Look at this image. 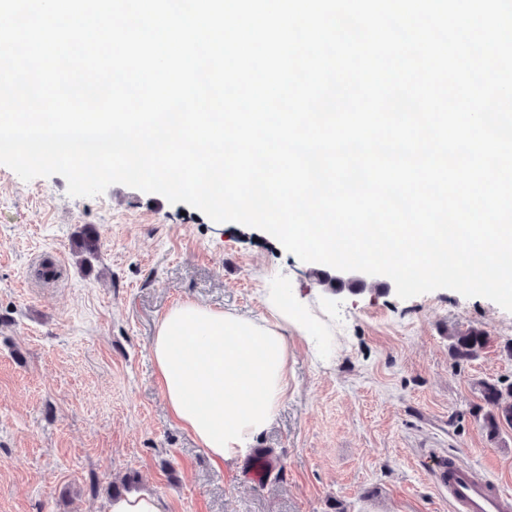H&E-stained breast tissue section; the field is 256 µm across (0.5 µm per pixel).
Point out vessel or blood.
Segmentation results:
<instances>
[{
    "instance_id": "vessel-or-blood-1",
    "label": "vessel or blood",
    "mask_w": 512,
    "mask_h": 512,
    "mask_svg": "<svg viewBox=\"0 0 512 512\" xmlns=\"http://www.w3.org/2000/svg\"><path fill=\"white\" fill-rule=\"evenodd\" d=\"M433 476L447 491L455 512H512V493L464 463L460 455L439 456Z\"/></svg>"
}]
</instances>
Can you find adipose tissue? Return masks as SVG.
Returning <instances> with one entry per match:
<instances>
[{"label":"adipose tissue","instance_id":"1","mask_svg":"<svg viewBox=\"0 0 512 512\" xmlns=\"http://www.w3.org/2000/svg\"><path fill=\"white\" fill-rule=\"evenodd\" d=\"M267 317L193 302L170 309L152 357L174 417L214 462L245 455L288 398V334L313 335L303 306L266 289Z\"/></svg>","mask_w":512,"mask_h":512}]
</instances>
